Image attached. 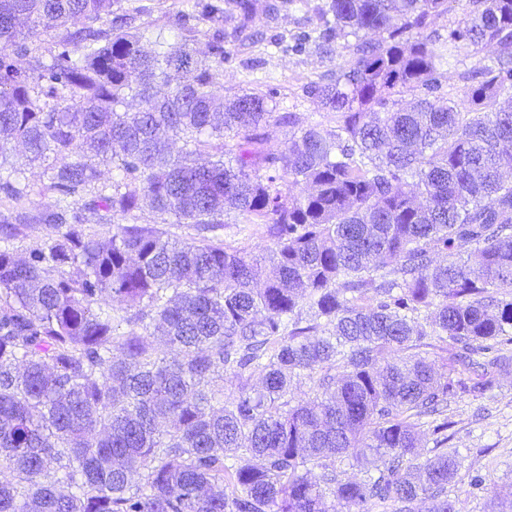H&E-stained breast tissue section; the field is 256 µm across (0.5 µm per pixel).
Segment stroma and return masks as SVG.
Listing matches in <instances>:
<instances>
[{"instance_id": "stroma-1", "label": "stroma", "mask_w": 512, "mask_h": 512, "mask_svg": "<svg viewBox=\"0 0 512 512\" xmlns=\"http://www.w3.org/2000/svg\"><path fill=\"white\" fill-rule=\"evenodd\" d=\"M224 0H119L111 22L121 23L171 38L181 17H191ZM325 0H253L249 29L262 31L264 42L246 43L229 37L224 46V89L262 91L273 95L277 112L292 111L302 122L329 124L318 100L308 96L310 82L335 74L349 53L320 55L303 36L317 35L322 27L319 10ZM453 421L451 447L460 453L461 466L448 485V496L462 512H489L490 500L512 485V374L479 399L450 403ZM480 486H473L474 478Z\"/></svg>"}]
</instances>
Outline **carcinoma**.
<instances>
[{"instance_id": "obj_1", "label": "carcinoma", "mask_w": 512, "mask_h": 512, "mask_svg": "<svg viewBox=\"0 0 512 512\" xmlns=\"http://www.w3.org/2000/svg\"><path fill=\"white\" fill-rule=\"evenodd\" d=\"M467 2L442 39L448 0H328L318 49L339 35L351 58L310 88L327 129L224 94L218 27L197 57L194 26L154 50L89 27L117 0H0V512H459L448 403L512 371V0ZM252 10L202 20L236 33ZM79 22L56 55L27 46ZM491 46L441 101L449 61ZM35 166L58 197L31 213ZM25 224L46 233L21 256ZM231 226L273 247L252 257Z\"/></svg>"}]
</instances>
